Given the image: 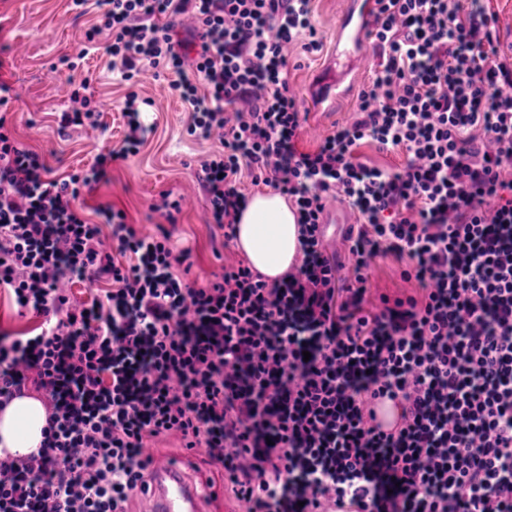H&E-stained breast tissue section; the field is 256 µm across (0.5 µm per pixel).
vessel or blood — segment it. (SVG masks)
<instances>
[{
  "mask_svg": "<svg viewBox=\"0 0 512 512\" xmlns=\"http://www.w3.org/2000/svg\"><path fill=\"white\" fill-rule=\"evenodd\" d=\"M374 9V0H348L335 46L303 91L312 111L322 113L325 119H339V103L351 95L373 64L365 46L373 28ZM148 494L149 512H202L198 488L180 465H156Z\"/></svg>",
  "mask_w": 512,
  "mask_h": 512,
  "instance_id": "b4317fda",
  "label": "vessel or blood"
}]
</instances>
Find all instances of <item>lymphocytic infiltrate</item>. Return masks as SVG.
I'll return each instance as SVG.
<instances>
[{
    "instance_id": "1",
    "label": "lymphocytic infiltrate",
    "mask_w": 512,
    "mask_h": 512,
    "mask_svg": "<svg viewBox=\"0 0 512 512\" xmlns=\"http://www.w3.org/2000/svg\"><path fill=\"white\" fill-rule=\"evenodd\" d=\"M376 3L353 120L304 152L288 49L321 46L311 0H73L123 80L171 74L188 134L219 136L197 177L225 239L247 177L295 204L301 258L200 287L167 231L108 205L89 222L82 193L145 140L137 93L121 147L63 177L0 114V288L41 319L0 336V407L31 387L49 410L38 452L0 457V512H127L172 433L247 512H512V56L486 0ZM365 143L402 167L361 162ZM331 196L361 219L343 287L317 235ZM380 253L422 297L367 309ZM84 279L102 295L74 299Z\"/></svg>"
}]
</instances>
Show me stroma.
<instances>
[{
    "mask_svg": "<svg viewBox=\"0 0 512 512\" xmlns=\"http://www.w3.org/2000/svg\"><path fill=\"white\" fill-rule=\"evenodd\" d=\"M312 6L322 49L313 54L292 52L288 82L298 94L331 50L345 0H312ZM92 22V15L77 16L71 0H0V82L18 95L9 114L14 133L47 156L54 175L86 169L98 154L120 147L126 131L122 102L128 89H135L141 119L151 131L136 155L109 164L107 182L85 195L83 205L90 213L101 205L123 210L128 223L141 233L168 227L175 248L190 253L192 279L206 286L222 265L243 258L235 244L225 243L223 230L211 224L208 196L196 177L197 159L220 151L221 144L215 138L204 141L187 135L183 104L171 93L167 80L155 77L153 70L144 71L130 85L98 53L80 56L84 32ZM85 79L90 82L91 106L102 114L104 131L61 136L56 115L68 103V89ZM165 190L184 199L173 225L151 208ZM405 265L393 254L374 257L366 271L372 294L419 295L417 282L400 277ZM149 451L155 460L184 465L202 495L204 512H243V504L230 493H215L208 486L217 469L203 451L185 450L174 436L152 442Z\"/></svg>",
    "mask_w": 512,
    "mask_h": 512,
    "instance_id": "1",
    "label": "stroma"
}]
</instances>
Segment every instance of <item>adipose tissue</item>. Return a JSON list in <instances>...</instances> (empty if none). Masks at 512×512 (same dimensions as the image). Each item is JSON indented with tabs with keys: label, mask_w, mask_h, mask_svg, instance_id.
<instances>
[{
	"label": "adipose tissue",
	"mask_w": 512,
	"mask_h": 512,
	"mask_svg": "<svg viewBox=\"0 0 512 512\" xmlns=\"http://www.w3.org/2000/svg\"><path fill=\"white\" fill-rule=\"evenodd\" d=\"M235 243L254 271L269 280L283 277L300 250L295 208L276 192L251 196L238 216ZM47 417L45 405L33 395L0 409V456L37 451Z\"/></svg>",
	"instance_id": "adipose-tissue-1"
}]
</instances>
